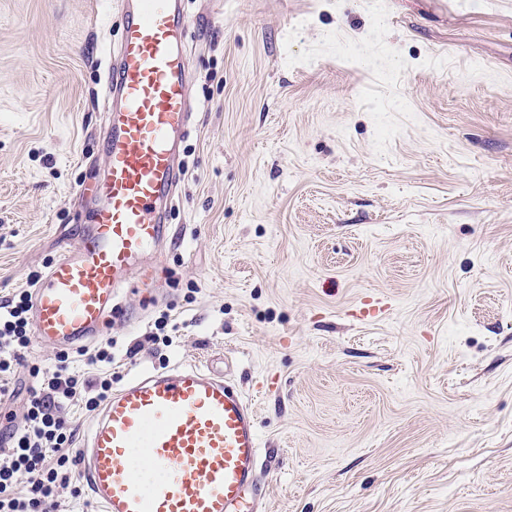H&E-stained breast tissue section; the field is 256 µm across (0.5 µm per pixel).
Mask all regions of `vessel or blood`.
<instances>
[{
  "label": "vessel or blood",
  "instance_id": "1",
  "mask_svg": "<svg viewBox=\"0 0 512 512\" xmlns=\"http://www.w3.org/2000/svg\"><path fill=\"white\" fill-rule=\"evenodd\" d=\"M124 29L105 101V180L86 235L65 247L32 290L38 343L68 350L110 336L134 311L118 293H158L140 261L169 226L176 148L192 108L180 0H122ZM145 449L156 478L126 465ZM78 461L103 512H261L255 412L225 374L200 364L143 373L95 413Z\"/></svg>",
  "mask_w": 512,
  "mask_h": 512
}]
</instances>
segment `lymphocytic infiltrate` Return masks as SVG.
Masks as SVG:
<instances>
[{"mask_svg": "<svg viewBox=\"0 0 512 512\" xmlns=\"http://www.w3.org/2000/svg\"><path fill=\"white\" fill-rule=\"evenodd\" d=\"M30 291L0 302V400L14 393L12 379L31 343ZM111 342L62 355L52 368H35L20 429L0 437V512H46L59 488L78 483L76 460L67 449L73 431L62 414L79 400L96 410L112 393ZM25 495H17L18 483Z\"/></svg>", "mask_w": 512, "mask_h": 512, "instance_id": "f902f5d3", "label": "lymphocytic infiltrate"}]
</instances>
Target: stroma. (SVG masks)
Segmentation results:
<instances>
[{
	"instance_id": "1",
	"label": "stroma",
	"mask_w": 512,
	"mask_h": 512,
	"mask_svg": "<svg viewBox=\"0 0 512 512\" xmlns=\"http://www.w3.org/2000/svg\"><path fill=\"white\" fill-rule=\"evenodd\" d=\"M182 5L169 292L120 296L113 387L227 373L265 512H512V0ZM121 37L119 0H0V300L81 231Z\"/></svg>"
}]
</instances>
